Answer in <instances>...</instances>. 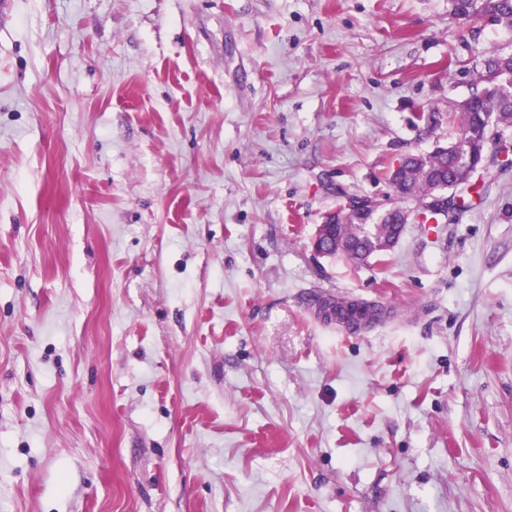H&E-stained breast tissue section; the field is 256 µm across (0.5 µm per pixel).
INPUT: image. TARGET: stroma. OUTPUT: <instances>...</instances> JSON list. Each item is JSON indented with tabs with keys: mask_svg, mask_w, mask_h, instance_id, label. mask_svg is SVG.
I'll list each match as a JSON object with an SVG mask.
<instances>
[{
	"mask_svg": "<svg viewBox=\"0 0 512 512\" xmlns=\"http://www.w3.org/2000/svg\"><path fill=\"white\" fill-rule=\"evenodd\" d=\"M448 6L0 0V512H512V169L312 249L512 41Z\"/></svg>",
	"mask_w": 512,
	"mask_h": 512,
	"instance_id": "obj_1",
	"label": "stroma"
}]
</instances>
